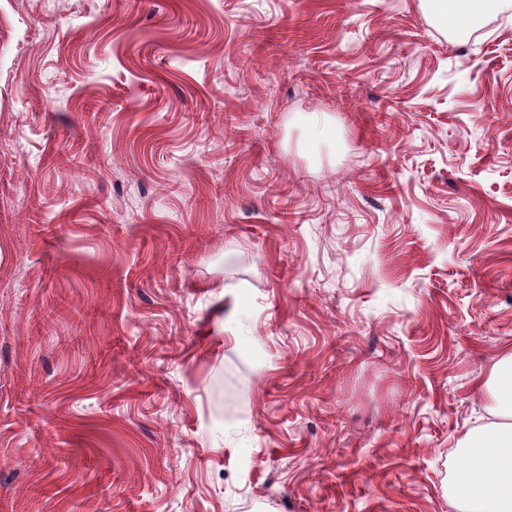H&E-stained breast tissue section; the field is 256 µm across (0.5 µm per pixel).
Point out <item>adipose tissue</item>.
<instances>
[{"instance_id": "obj_1", "label": "adipose tissue", "mask_w": 512, "mask_h": 512, "mask_svg": "<svg viewBox=\"0 0 512 512\" xmlns=\"http://www.w3.org/2000/svg\"><path fill=\"white\" fill-rule=\"evenodd\" d=\"M429 13L458 33L479 28L498 0H426ZM492 423L470 433L465 463L452 480L460 512H512V353L483 386Z\"/></svg>"}]
</instances>
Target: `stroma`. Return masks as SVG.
<instances>
[{
  "mask_svg": "<svg viewBox=\"0 0 512 512\" xmlns=\"http://www.w3.org/2000/svg\"><path fill=\"white\" fill-rule=\"evenodd\" d=\"M511 350L512 0H0V512H458ZM429 13L446 28L466 33L479 28L497 0H426Z\"/></svg>",
  "mask_w": 512,
  "mask_h": 512,
  "instance_id": "1",
  "label": "stroma"
}]
</instances>
